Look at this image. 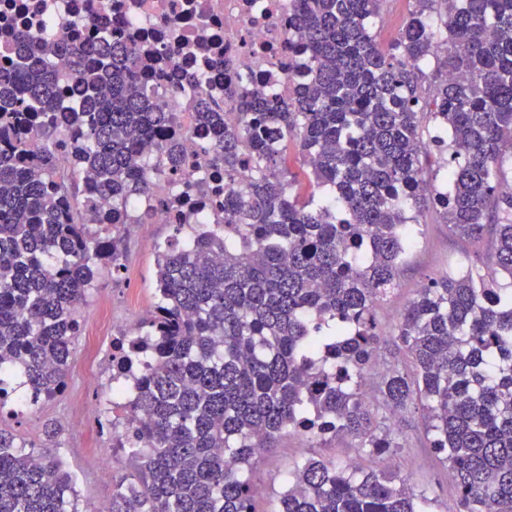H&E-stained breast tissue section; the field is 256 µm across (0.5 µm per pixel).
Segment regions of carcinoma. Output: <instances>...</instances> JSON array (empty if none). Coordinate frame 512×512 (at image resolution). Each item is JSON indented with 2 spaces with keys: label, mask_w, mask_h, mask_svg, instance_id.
Segmentation results:
<instances>
[{
  "label": "carcinoma",
  "mask_w": 512,
  "mask_h": 512,
  "mask_svg": "<svg viewBox=\"0 0 512 512\" xmlns=\"http://www.w3.org/2000/svg\"><path fill=\"white\" fill-rule=\"evenodd\" d=\"M382 0H292L304 36L295 104L249 89L240 122L213 129L214 161L233 182L224 223L186 247H158L157 302L134 344L148 372L116 397L143 417L118 441L134 471L112 486L111 512H256V458L289 433L324 445L338 434L378 457L404 448L395 414L424 420L429 448L453 475L459 512H512V288L468 258L431 278L384 336L377 308L396 285L422 210L448 233L490 236L512 279V0H415L388 47L373 32ZM70 57L59 74L56 57ZM429 77L434 90L418 95ZM65 112L83 132L67 176L55 153L21 133ZM139 53L110 42L80 52L27 33L0 70V407L19 378L24 400L66 391L79 314L101 267L119 255L101 236L131 223L149 171L183 164L170 112L152 104ZM437 134L425 141L420 115ZM148 140L158 153H142ZM299 143L326 197L296 190L288 143ZM89 172L112 199L94 229L62 210ZM244 184L239 191L234 183ZM395 348L379 362L381 343ZM147 447H139L140 442ZM396 472L311 455L294 465L275 512H433ZM0 512H80L59 458L26 444L0 416Z\"/></svg>",
  "instance_id": "1"
}]
</instances>
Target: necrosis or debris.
I'll list each match as a JSON object with an SVG mask.
<instances>
[{
  "label": "necrosis or debris",
  "instance_id": "necrosis-or-debris-1",
  "mask_svg": "<svg viewBox=\"0 0 512 512\" xmlns=\"http://www.w3.org/2000/svg\"><path fill=\"white\" fill-rule=\"evenodd\" d=\"M291 14V0H0V66L9 67L23 33L47 27L55 41L82 47L97 36L96 17H104L119 40L139 49L155 103L176 117L173 132L185 158L179 170L152 174L151 195L138 208L154 224H220L224 171L210 155L212 130L195 120L193 81L205 74L206 97L219 102L229 126L240 119L243 89L259 87L280 104L291 103L304 60L302 37L288 32ZM75 140L62 124L27 136L29 149L53 147L63 173L75 162ZM111 324L112 308L103 302L95 323L82 327L84 359L102 389L115 375L141 370L136 359L115 361L130 346L129 331L113 334L111 351L100 347L97 329Z\"/></svg>",
  "mask_w": 512,
  "mask_h": 512
}]
</instances>
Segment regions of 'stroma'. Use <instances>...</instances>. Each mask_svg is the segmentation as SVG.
<instances>
[{
    "label": "stroma",
    "instance_id": "obj_1",
    "mask_svg": "<svg viewBox=\"0 0 512 512\" xmlns=\"http://www.w3.org/2000/svg\"><path fill=\"white\" fill-rule=\"evenodd\" d=\"M419 221L422 233L407 257L395 288L378 310L382 329L387 333L391 332L400 310L415 297L427 278L441 276L458 267L466 257L476 255L484 257L483 270L487 275L495 273L494 266L487 262L490 241L471 244L449 236L447 225L443 224L439 211L433 208L424 210ZM128 235L131 243L128 263L137 291L132 293L121 285L112 284L110 274L103 271L98 275L97 289L92 291L84 306L89 312L102 300H109L114 327L118 330L137 328L155 302V254L140 250L138 240L149 238L161 244L169 242L175 245L181 240L180 234L170 224H133L128 228ZM91 376L92 370L85 363L81 351H74L64 398L46 405L41 414L42 420H54L62 426L57 452L73 478L80 512H96L99 504L111 503L113 479L132 469L131 459L119 451L112 456L110 478H98L95 452L83 447L80 435L71 425L73 415L68 404L90 398ZM398 428L407 440L406 448L391 457L362 458L364 465L394 470L406 477L415 489L427 491L435 500L434 512H456L454 481L449 470L425 449L424 425L419 415L405 416ZM311 453L309 442L287 434L282 437L279 448L256 464L253 469V505L256 512H274L280 493L288 485L293 465Z\"/></svg>",
    "mask_w": 512,
    "mask_h": 512
}]
</instances>
